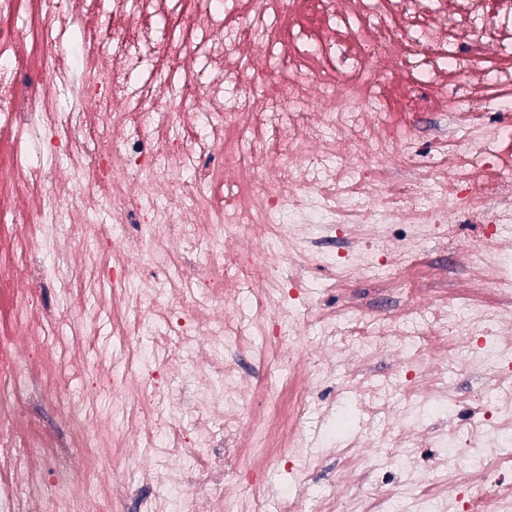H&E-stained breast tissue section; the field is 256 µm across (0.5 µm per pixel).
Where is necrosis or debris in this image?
Returning a JSON list of instances; mask_svg holds the SVG:
<instances>
[{"label":"necrosis or debris","instance_id":"4bbe7bcc","mask_svg":"<svg viewBox=\"0 0 512 512\" xmlns=\"http://www.w3.org/2000/svg\"><path fill=\"white\" fill-rule=\"evenodd\" d=\"M0 0V236L20 262L5 274L22 313L18 334L0 342V466L16 475L0 484V512H110L103 425L69 381L86 378L90 340L82 315L67 325L74 354L55 359L48 338L58 321H31L40 304L32 260L66 248L59 287H79L94 252L95 275L108 282L125 336L166 325L150 361L138 347L128 366L145 374L121 400L130 424L113 431L116 447L170 448L199 455L216 428L240 432V389L229 354L255 333L296 341L318 328L316 351L346 343L361 357L401 360L404 403L383 386L349 377L355 405L384 416L372 442L380 460L357 453L343 466L372 469L386 485L393 459L415 442L414 414L451 386L457 372L475 377L467 406L436 435L434 469L465 468L463 491L438 490L430 474L409 468L395 492L411 512H512V305L453 292L429 304L407 300L400 275L424 236L455 238L465 281L512 295V167L499 164L496 140L512 121L471 123L489 89L512 86V0ZM86 57L68 65L70 35ZM434 112L437 153L411 147L417 113ZM464 125L467 139L448 130ZM73 161L63 172L54 148ZM194 176L182 180V173ZM483 223L473 241L456 239L457 222ZM98 224H131L137 250L107 240ZM296 224H333L346 232L334 260L336 286L353 279L393 281L389 315L348 306L295 316L291 268L323 261L321 238L297 237ZM369 224H400L398 243L366 235ZM263 303L255 316L224 314L243 294ZM193 365L219 379L216 405H198L192 429L164 389V375ZM294 381L254 419L246 440L255 469L283 457L306 464L312 376L329 368L313 356L289 361ZM35 366L49 401L67 421L88 461L81 472L59 466L53 449L20 427L17 370ZM60 471L56 486L45 471Z\"/></svg>","mask_w":512,"mask_h":512}]
</instances>
